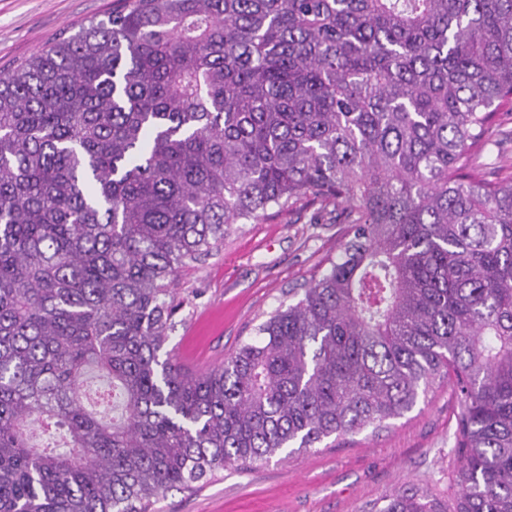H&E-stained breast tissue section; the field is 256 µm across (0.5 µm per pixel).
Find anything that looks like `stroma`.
I'll return each instance as SVG.
<instances>
[{
  "label": "stroma",
  "mask_w": 512,
  "mask_h": 512,
  "mask_svg": "<svg viewBox=\"0 0 512 512\" xmlns=\"http://www.w3.org/2000/svg\"><path fill=\"white\" fill-rule=\"evenodd\" d=\"M113 0H0V71L40 50L50 39L76 32ZM340 224H313L293 209L260 224H237L219 252L183 272L175 283L184 307L171 333L180 360L206 369L266 315L304 288L311 273L335 255ZM455 396L441 381L404 417L379 432L345 436L341 447L302 450L252 469L221 472L194 493L160 495L156 512H369L386 492L425 485L454 498L452 451Z\"/></svg>",
  "instance_id": "stroma-1"
}]
</instances>
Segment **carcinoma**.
Masks as SVG:
<instances>
[{"label":"carcinoma","instance_id":"carcinoma-1","mask_svg":"<svg viewBox=\"0 0 512 512\" xmlns=\"http://www.w3.org/2000/svg\"><path fill=\"white\" fill-rule=\"evenodd\" d=\"M512 0H118L0 73V512H153L458 392L455 506L512 512ZM329 267L224 361L176 274L296 205ZM110 378L112 418L88 407ZM63 433L65 450L32 440Z\"/></svg>","mask_w":512,"mask_h":512}]
</instances>
